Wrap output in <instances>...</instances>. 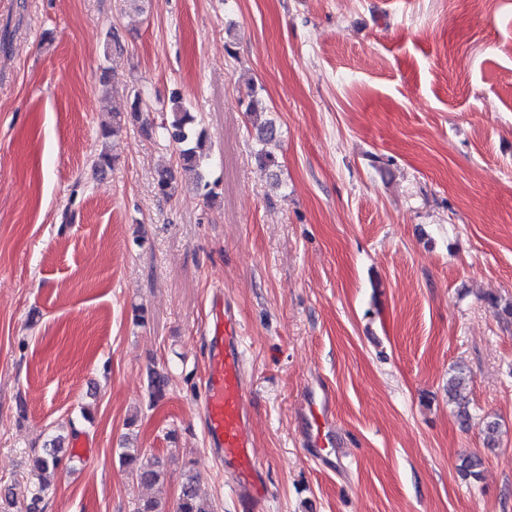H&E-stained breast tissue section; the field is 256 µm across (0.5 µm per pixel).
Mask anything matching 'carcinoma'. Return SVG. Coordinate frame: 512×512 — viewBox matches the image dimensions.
<instances>
[{
    "label": "carcinoma",
    "instance_id": "1",
    "mask_svg": "<svg viewBox=\"0 0 512 512\" xmlns=\"http://www.w3.org/2000/svg\"><path fill=\"white\" fill-rule=\"evenodd\" d=\"M144 112L143 99L140 91L133 92L130 103V117L117 113L112 116V124L105 127L102 137L105 139H118L126 125L127 119L140 120ZM263 112L261 102L255 94H250V100L246 106V115L256 129L254 157L263 167L277 165L275 154L269 149L274 140L273 125L270 122H260L259 117ZM169 141L173 142L177 150L178 165L185 172L196 174V179H201L198 170L208 157L209 147L204 130L199 128L196 118L191 114L187 105L179 96L172 97L171 115L169 120L161 124ZM148 393L151 403L155 404L163 399L170 385V372L165 369L151 368L147 372ZM448 398L458 409V415L466 422L470 418L468 411V384L466 378L460 374L452 376L448 380ZM122 466L133 482L140 486L156 484L160 481L162 471L159 461L148 458L139 448H124L119 453ZM29 460L41 475L38 483L26 489L25 512H43L40 504L50 494L54 486V477L62 465V458L50 451H33ZM478 459L472 455L459 458L458 472L464 478H479L477 471ZM176 512H215L211 501L203 498L191 474L185 475L181 486Z\"/></svg>",
    "mask_w": 512,
    "mask_h": 512
}]
</instances>
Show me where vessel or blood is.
Here are the masks:
<instances>
[{"mask_svg": "<svg viewBox=\"0 0 512 512\" xmlns=\"http://www.w3.org/2000/svg\"><path fill=\"white\" fill-rule=\"evenodd\" d=\"M203 339L209 345L199 402L204 435L225 470L235 476L231 488L241 512H261L265 488L249 434L252 395L245 378L242 328L223 295L212 299ZM303 407L305 446L312 457L329 454L336 446V428L326 396L307 393Z\"/></svg>", "mask_w": 512, "mask_h": 512, "instance_id": "b4317fda", "label": "vessel or blood"}]
</instances>
